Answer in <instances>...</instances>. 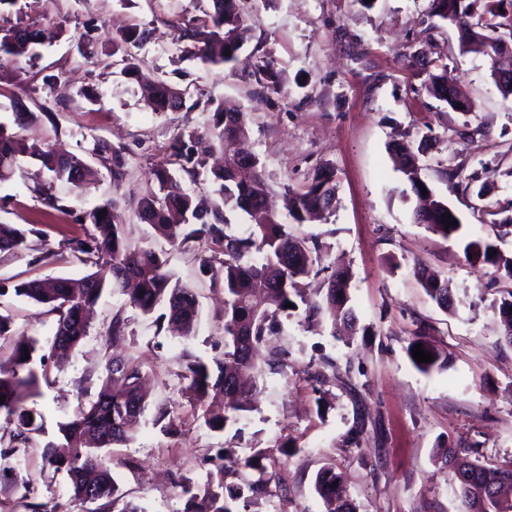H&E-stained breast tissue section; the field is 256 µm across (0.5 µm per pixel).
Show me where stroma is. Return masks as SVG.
<instances>
[{
  "label": "stroma",
  "mask_w": 512,
  "mask_h": 512,
  "mask_svg": "<svg viewBox=\"0 0 512 512\" xmlns=\"http://www.w3.org/2000/svg\"><path fill=\"white\" fill-rule=\"evenodd\" d=\"M430 11V0H374L369 7L360 0H242L245 41L237 64L225 66L202 64L190 54L192 41L180 37L185 25L209 31V0H17L11 18L58 35L40 46L36 60L0 58V122L13 123L15 106L48 103L52 115L36 113L20 138L78 154L97 175L79 197L38 160L18 155L11 177L0 182V224L24 230L26 240L21 250L0 253V313L11 316L13 331L49 344L54 317L37 316L13 288L83 276L67 242L86 227L72 213L110 199L135 238L167 251L173 277L196 290L200 315L192 336L179 337L157 328L155 314L130 307L126 296L104 294L83 344L29 399L44 417L43 431L34 447L0 459L8 473L0 479V501L13 499L12 480L28 479L38 501L62 512H98V503L75 500L67 475L54 473L42 448L57 439L58 422L95 399L113 354L141 363L152 408L167 406L177 424L167 431L151 409L132 439L112 449L120 491L138 512H183L186 497L176 479L205 483L217 470L220 448L234 460L259 449L266 454L269 492L247 512H325L314 481L327 467L342 473L357 512H458L438 446L471 447L491 463L512 459V347L501 340L498 315L512 281L491 283L489 269L464 255L466 243L493 235L482 203L512 206V95L498 89L490 59L461 50L457 31ZM90 22L92 59L78 43ZM130 27L148 32L134 51L143 71L184 90L180 111H152L138 83L114 65L112 41ZM265 61L279 73V92L256 80ZM441 63L474 103L473 113L452 110L425 91L427 70ZM226 100L250 115L247 147L260 159L280 218L288 216L287 188L306 184L318 166L335 170L333 210L296 232L349 267L357 332L347 343L330 325L307 328L301 312L282 315L265 350L287 351L286 366L265 371L253 409L218 432L198 425L177 375L182 354L208 363L222 352L223 285L201 272L197 247L169 245L141 221L138 205L178 138L191 137L206 165L223 160L209 128L216 105ZM98 139L120 149V180L112 178L111 161L93 155ZM406 140L421 144L425 181L462 223L450 238L413 221L418 198L390 154L393 142ZM169 166L185 190L213 195L209 181ZM451 169L457 182L445 177ZM473 174L488 190L485 199L462 189ZM42 188L67 212L48 207ZM417 263L450 281L454 312L426 295L413 273ZM118 311L130 333L115 345L106 327ZM421 325L447 353L446 368L425 374L410 362L407 346ZM320 370L327 381L318 388L312 377ZM358 422L364 440L355 448L345 438Z\"/></svg>",
  "instance_id": "35a3bbf8"
}]
</instances>
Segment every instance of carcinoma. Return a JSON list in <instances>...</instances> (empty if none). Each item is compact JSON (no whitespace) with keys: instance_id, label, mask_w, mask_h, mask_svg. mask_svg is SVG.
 <instances>
[{"instance_id":"cac0c4a2","label":"carcinoma","mask_w":512,"mask_h":512,"mask_svg":"<svg viewBox=\"0 0 512 512\" xmlns=\"http://www.w3.org/2000/svg\"><path fill=\"white\" fill-rule=\"evenodd\" d=\"M239 0H213L214 12L210 15L211 30L203 45L192 54L204 64H230L236 61L242 47ZM512 0H432V15L454 27L459 34L460 46L481 42L488 53L501 51L498 40L512 38ZM54 38V33L31 22L0 20V52L12 57L25 56L32 60L39 56L38 47ZM145 39V32L131 28L114 40L113 53L137 47ZM230 54H225V51ZM124 72L140 85L147 105L155 112L173 108L172 90L163 80L146 76L131 59H124ZM427 93L444 101L451 108L472 112L470 102L462 106L453 104L447 81L439 74H430L424 85ZM248 113L232 102L216 106L213 113L215 137L227 146L246 138ZM17 133L0 123V182L9 179L16 162ZM402 159V172L416 194L420 187L427 188L424 207L413 216L414 223L423 224L432 233L448 239L460 226L446 227L445 217L457 219L448 202L428 188L421 177L419 153L410 143L396 147ZM112 153V178L122 177L123 158L119 150L98 141L93 153ZM31 156L39 160L52 173L56 181L66 182L81 190L89 184L90 171L85 161L72 154L50 148L31 146ZM173 161L191 178L199 176L204 164L192 154V149L180 140L172 145ZM259 159L248 149L225 158L224 167L211 171L212 181L224 201V206L240 209L252 220L248 235L239 236L228 231L227 220L219 206L206 196H193L186 192L169 170L162 166L154 172L157 188L151 190L140 202L141 219L164 236L170 244L186 247L189 244L206 245L210 254H200V267L219 279L224 285V351L208 365L199 360L185 358L180 363L179 391L190 401L196 419L213 431L221 430L238 420L246 410L243 404L233 402L236 397L251 398L257 393L258 376L264 367H282L285 352L280 351L265 358L259 357L260 346L266 337L275 334L280 317L288 312L286 304L298 310L304 305L303 321L309 328H319L331 319L340 320L349 328L357 321L350 305L351 277L344 267L335 269L328 279L323 295L301 298L296 291V280L310 276L315 268L324 271L326 255L322 246L313 238L300 237L292 225L308 224L330 211L336 194V174L324 166L318 168L310 181L300 189H288L292 205L286 224L269 213L265 206L264 186L258 174ZM44 201L49 207L74 215L79 224H88L92 230L85 236L68 241V249L76 260L90 269L80 278L59 277L64 288H48L51 279H35L17 284L14 292L36 305L48 307L57 316L56 330L50 352H42L38 341L15 340L10 334L11 320L0 315V341L8 344L9 365L0 364V418L6 425H15L10 431L9 446L0 451V458L11 456L20 447H28L34 435L42 431L36 422V412L27 406V398L39 393L41 381L49 378V361L74 351L87 336L89 324L73 319L79 310H92L106 291L119 292L128 297L130 306L144 314L153 312L162 304L166 313L162 317L181 329L188 336L195 330L198 301L194 289L172 282L167 270L166 251L139 244L123 224L113 220L116 202L106 200L96 207L74 213L48 195ZM503 215L493 221L495 240L471 241L464 247L472 255L470 262L492 269L493 279L499 273L512 280V256L499 248L498 242L505 234L502 230L512 227V216L503 209L491 215ZM25 242V232L10 224H0V252H14ZM497 253H492V250ZM421 286L437 306L449 312L453 306L452 288L448 281L425 276L424 269H414ZM502 299L500 314L504 329L502 340L512 346V291ZM128 320L116 311L107 326L108 335L117 339L126 335ZM432 353L430 363L412 364L421 372L441 369L447 359L441 350L429 342L425 334L418 333L407 348V353L418 345ZM108 377L96 399L80 406L67 420L58 423L59 436L44 445V457L55 471L66 473L74 495L83 501H104L101 512H136L127 507L117 508L122 499L113 476L110 448L115 443L131 438L130 412L141 416L148 409L142 391L145 373L132 360L112 357L106 362ZM230 399L232 403L222 416L210 413L209 404L216 400ZM470 448H440L436 459L448 468L450 481L457 490L463 512H512L500 500L502 486L512 485V460L502 464L483 463L470 457ZM265 454L259 450L251 457L236 461L234 465L250 469L257 478L233 486L224 485V467H219L218 480L193 488L181 482L177 486L187 495L183 512H235L232 504L242 502L243 507L268 493L269 477L263 464ZM341 474L324 469L315 477V490L323 500L326 512H356L354 505L344 496ZM23 489L20 500L13 506L0 502V512H56V508L37 502L31 497L29 482H17Z\"/></svg>"}]
</instances>
